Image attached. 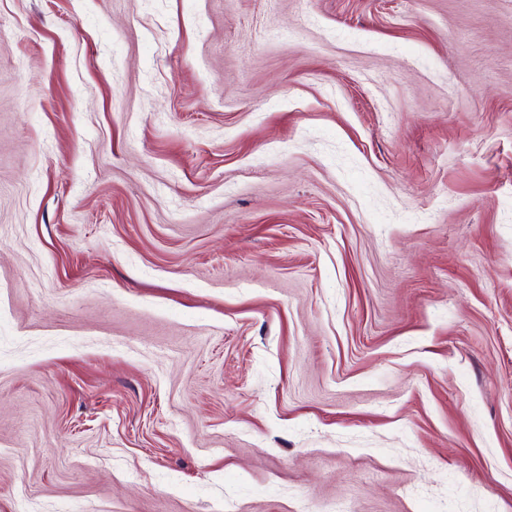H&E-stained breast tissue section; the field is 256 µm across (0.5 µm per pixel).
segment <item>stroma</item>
<instances>
[{
    "instance_id": "35a3bbf8",
    "label": "stroma",
    "mask_w": 512,
    "mask_h": 512,
    "mask_svg": "<svg viewBox=\"0 0 512 512\" xmlns=\"http://www.w3.org/2000/svg\"><path fill=\"white\" fill-rule=\"evenodd\" d=\"M512 512V0H0V512Z\"/></svg>"
}]
</instances>
